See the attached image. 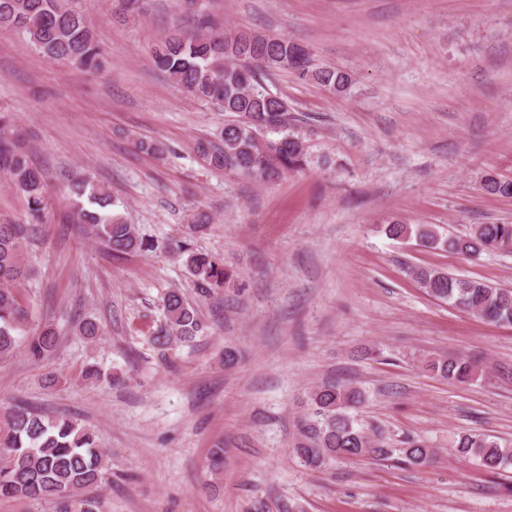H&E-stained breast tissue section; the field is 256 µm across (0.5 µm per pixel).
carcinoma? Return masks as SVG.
I'll use <instances>...</instances> for the list:
<instances>
[{"mask_svg": "<svg viewBox=\"0 0 512 512\" xmlns=\"http://www.w3.org/2000/svg\"><path fill=\"white\" fill-rule=\"evenodd\" d=\"M78 0H0V30H14L28 38L46 56L100 70L105 58L94 31L77 7ZM186 4L196 26H172L151 49L157 69L176 86L215 106L229 119L216 135L195 144L196 153L210 167L257 183H273L301 170L307 162L301 137L290 131L288 101L268 91L264 78L288 72L340 94L351 83L347 73L313 63L308 48L286 37L216 27L195 0ZM148 0H112V14L129 21L146 12ZM136 148L161 158L167 147L157 140L138 139ZM0 176L8 179L27 202L28 221L0 224V354L17 344L15 332L24 319L17 287L31 275L25 260L27 244L39 231L46 209L47 187L33 167L12 116L0 113ZM482 189L512 197V180L488 172ZM73 193V223L77 230L105 247L114 258L145 250L150 245L134 225L112 212L111 194L89 179L77 181ZM394 239H415L430 249H449L475 261L491 251L512 252V224H475L469 233L445 237L434 224L387 226ZM163 250L182 258L204 296L224 286L229 273L224 263L194 248L190 237L170 240ZM412 276L429 296L445 301L489 322L512 323V290L482 281L454 277L444 270L416 268ZM165 322L152 343L165 350L173 342L190 341L203 331L196 308L178 290L163 298ZM56 333L46 328L27 345L30 356L41 359L56 344ZM428 371L457 383L486 378L477 359L453 354L426 362ZM366 392L350 380L332 379L312 389L308 417L298 425L296 457L309 469L336 460H385L394 449L383 434L366 432L358 411ZM455 447L487 470L512 464V443L485 434H462ZM405 462L427 465L434 452L423 441H411L402 450ZM104 454L93 429L65 416H48L16 404L0 414V497L33 500L59 499L62 512H98L97 500L84 491L105 478Z\"/></svg>", "mask_w": 512, "mask_h": 512, "instance_id": "carcinoma-1", "label": "carcinoma"}]
</instances>
